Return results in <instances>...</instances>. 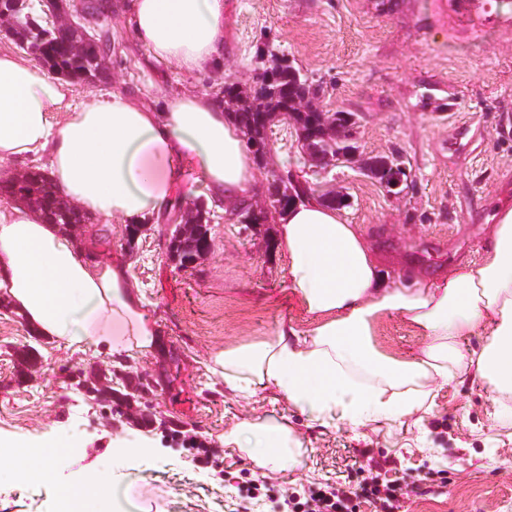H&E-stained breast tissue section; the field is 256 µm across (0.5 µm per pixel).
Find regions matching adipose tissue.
<instances>
[{
  "label": "adipose tissue",
  "instance_id": "obj_1",
  "mask_svg": "<svg viewBox=\"0 0 512 512\" xmlns=\"http://www.w3.org/2000/svg\"><path fill=\"white\" fill-rule=\"evenodd\" d=\"M131 11L153 60L199 74L221 67L224 0H132ZM25 160L45 162L65 197L104 224L166 217L185 160L219 203L246 202L255 183L254 155L220 98L186 92L159 110L120 92L84 102L67 80L0 51V168ZM277 248L315 323L224 351L228 391L258 384L321 423L360 427L429 410L432 384L472 370L512 416V207L490 224L480 264L430 278L389 277L360 226L314 199L282 212ZM0 294L41 335L72 346L144 353L159 334L123 264L83 260L59 226L23 206L0 208ZM387 313L422 331L420 354L400 360L374 347L372 325ZM477 333L485 343L462 349ZM224 442L261 467L299 462L291 429L274 419L241 420Z\"/></svg>",
  "mask_w": 512,
  "mask_h": 512
}]
</instances>
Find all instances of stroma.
<instances>
[{
    "label": "stroma",
    "mask_w": 512,
    "mask_h": 512,
    "mask_svg": "<svg viewBox=\"0 0 512 512\" xmlns=\"http://www.w3.org/2000/svg\"><path fill=\"white\" fill-rule=\"evenodd\" d=\"M458 2L224 0V71L204 76L152 61L133 37L130 0H112L105 23L112 62L95 87L75 85L78 99L113 91L149 104L186 91L211 96L228 76L250 88L263 48L320 85L323 109L356 114L362 154L398 148L412 186L389 195L350 164L313 174L294 133L278 124L249 197L250 206L266 208V222L247 226L236 205L214 206L213 251L204 261L173 262L164 223L148 225L132 249L121 220L107 225L103 246L74 229L87 257L128 267L159 343L131 356L69 347L0 303V439L35 447L61 437L70 446L55 479L0 484V512H58L73 483L107 466L133 512H283L282 491L361 481L369 458L406 486L399 512H512V420L473 373L436 389L428 412L355 428L312 420L259 385L227 392L212 372L222 351L272 339L284 323L301 333L312 326L276 250L272 172L308 181L317 197L348 193L342 215L364 229L391 275L431 276L480 261L489 218L496 207H512V0H483L469 14ZM372 333L374 346L398 359L426 342L393 313L378 317ZM31 347L32 365L22 360ZM107 369L115 372L111 397L87 393L93 374ZM144 375L158 390L125 403ZM270 417L287 422L301 443L293 470L261 471L224 445L236 422ZM188 438L212 449L209 461L185 449ZM257 476L265 481L258 498H242L240 486Z\"/></svg>",
    "instance_id": "obj_1"
}]
</instances>
